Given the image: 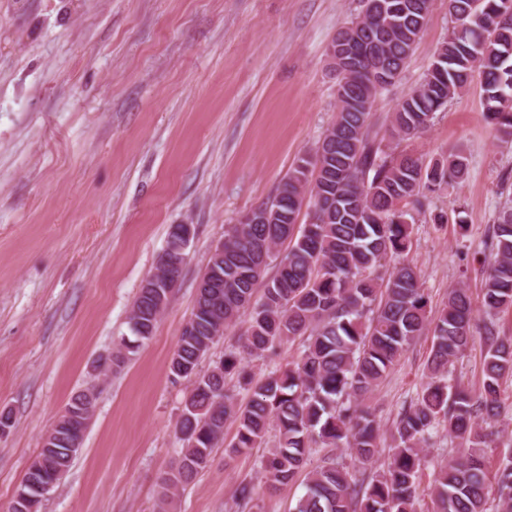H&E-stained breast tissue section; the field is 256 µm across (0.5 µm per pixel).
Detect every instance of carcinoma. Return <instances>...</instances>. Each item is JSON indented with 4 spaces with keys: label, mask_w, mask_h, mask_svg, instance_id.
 Here are the masks:
<instances>
[{
    "label": "carcinoma",
    "mask_w": 512,
    "mask_h": 512,
    "mask_svg": "<svg viewBox=\"0 0 512 512\" xmlns=\"http://www.w3.org/2000/svg\"><path fill=\"white\" fill-rule=\"evenodd\" d=\"M371 2L373 11L336 32L338 41L361 47L375 41L378 48L336 74V115L320 144L256 208V223L224 226L222 247L205 268L215 280L209 292L221 302L195 298L170 360L173 380H187L191 389L176 423L180 455L160 484L164 500L207 467L231 422L232 454L261 447L275 431L261 463L269 490L294 482L319 451L342 449L353 459L346 465L323 456L306 473L304 493L290 512H415L424 448L441 430L459 451L438 465L432 512H490L491 502L496 512H512V450L497 458L491 475L484 460V449L496 446L501 381L512 377V337L500 335L496 320L512 310V199L500 207L484 241L489 257L480 301L459 285L433 310L420 272L404 260L412 246L411 212H426L430 194L462 182L468 158L456 152L427 164L385 149L372 130L381 95L376 80L403 70L433 0ZM448 14L459 25L437 47L421 82L393 107L390 138L425 132L477 73L488 124L511 139L512 0H448ZM305 206L309 222L300 224ZM271 267L275 273L266 280ZM177 272L175 260L158 257L132 304L131 336L113 347L115 367L153 335ZM244 313L238 347L204 368L212 347ZM423 334L431 336L426 381L394 422L386 468L368 475L386 437L366 400ZM298 340L296 360L255 380L246 357ZM477 341L483 350L479 388L450 383L448 366ZM229 380L237 392L226 389ZM79 407L92 420L95 399L74 393L17 488L29 498H12L9 512H37L38 489L66 475L89 428L69 418Z\"/></svg>",
    "instance_id": "1"
}]
</instances>
